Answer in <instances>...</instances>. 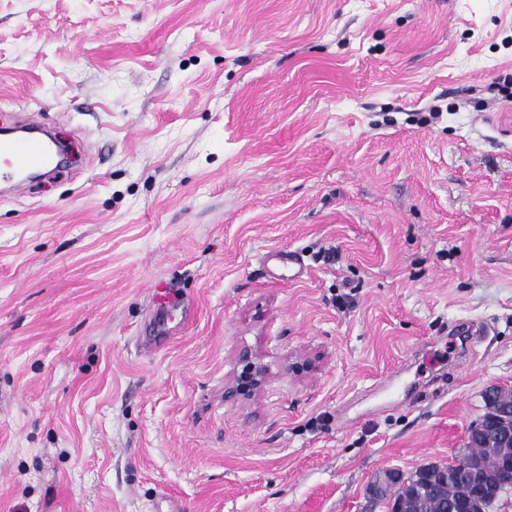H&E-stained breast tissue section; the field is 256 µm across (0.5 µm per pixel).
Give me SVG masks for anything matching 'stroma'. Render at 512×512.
Here are the masks:
<instances>
[{
	"label": "stroma",
	"instance_id": "stroma-1",
	"mask_svg": "<svg viewBox=\"0 0 512 512\" xmlns=\"http://www.w3.org/2000/svg\"><path fill=\"white\" fill-rule=\"evenodd\" d=\"M25 116L0 512H383L512 387V0H0ZM242 373L237 374L233 382L224 388V400L238 403L254 397L266 380V370L251 350L239 352Z\"/></svg>",
	"mask_w": 512,
	"mask_h": 512
}]
</instances>
